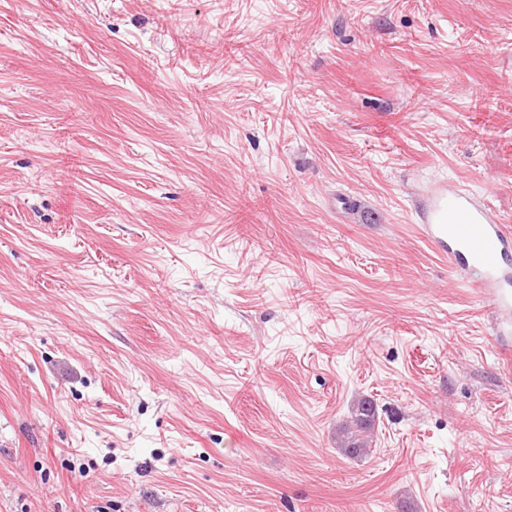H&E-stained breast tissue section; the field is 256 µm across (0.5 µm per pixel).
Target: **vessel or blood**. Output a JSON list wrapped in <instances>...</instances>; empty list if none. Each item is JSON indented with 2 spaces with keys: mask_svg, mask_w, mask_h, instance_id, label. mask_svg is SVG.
Returning a JSON list of instances; mask_svg holds the SVG:
<instances>
[{
  "mask_svg": "<svg viewBox=\"0 0 512 512\" xmlns=\"http://www.w3.org/2000/svg\"><path fill=\"white\" fill-rule=\"evenodd\" d=\"M420 232L456 269L480 270L476 286L501 318L498 333L511 334L512 227L496 223L471 195L456 190L438 193Z\"/></svg>",
  "mask_w": 512,
  "mask_h": 512,
  "instance_id": "obj_1",
  "label": "vessel or blood"
}]
</instances>
